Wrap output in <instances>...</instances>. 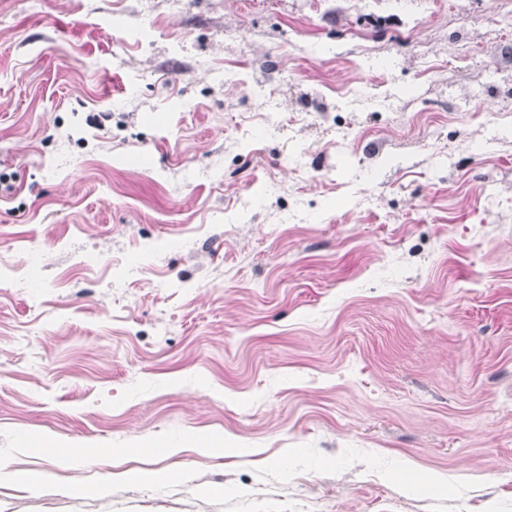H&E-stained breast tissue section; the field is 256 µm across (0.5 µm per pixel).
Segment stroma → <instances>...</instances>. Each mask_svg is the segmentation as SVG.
Listing matches in <instances>:
<instances>
[{
    "label": "stroma",
    "instance_id": "35a3bbf8",
    "mask_svg": "<svg viewBox=\"0 0 512 512\" xmlns=\"http://www.w3.org/2000/svg\"><path fill=\"white\" fill-rule=\"evenodd\" d=\"M0 457V512H512V0H0Z\"/></svg>",
    "mask_w": 512,
    "mask_h": 512
}]
</instances>
